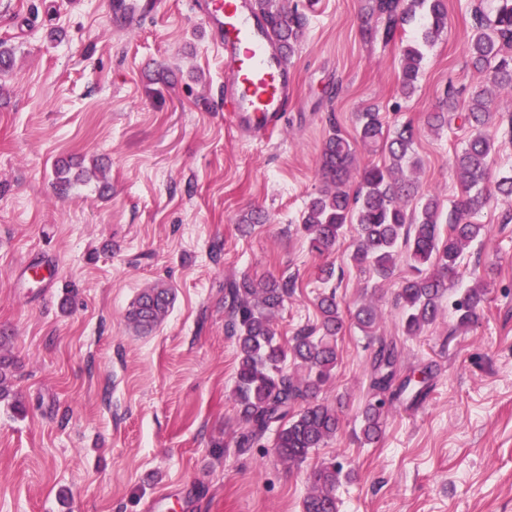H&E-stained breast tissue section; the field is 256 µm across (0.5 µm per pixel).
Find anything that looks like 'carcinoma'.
Segmentation results:
<instances>
[{
    "label": "carcinoma",
    "mask_w": 512,
    "mask_h": 512,
    "mask_svg": "<svg viewBox=\"0 0 512 512\" xmlns=\"http://www.w3.org/2000/svg\"><path fill=\"white\" fill-rule=\"evenodd\" d=\"M273 40L293 55L305 26L298 10L287 11L281 0H257ZM370 13L381 19L384 43L395 39L403 25L415 23L419 42L404 50L399 84L406 95L413 93L424 58L422 48L431 45L448 29L444 0H372ZM473 34L468 52L472 66L487 74L489 86L475 91L466 107V121L476 131L465 147L455 153L452 166L464 187V194L443 216L438 199L429 195L418 212L407 213L408 198L416 187L404 168L417 162L412 157L416 128L406 123L391 132L385 129L379 109L369 107L357 116V138L364 144L387 150L389 162L370 164L358 172L359 186L350 193L348 175L355 155L351 142L339 131L328 135L322 149V171L328 188L312 198L301 217V229L309 247L318 254L332 250L347 224L356 225L357 242L351 260L367 266L380 279L394 273L399 244H404L411 275L404 278L397 300L404 309V333L416 336L441 314V300L459 277V258L466 243L484 233V225L471 221L495 195L512 197V175L488 187L487 161L494 142L482 129L495 118L490 88L512 90V0H501L495 16L481 6L473 7ZM457 110L455 92L446 91V109L431 112L428 124H448V114ZM448 225L441 233L440 225ZM294 286L291 280L268 279L256 283L248 278L231 279L224 284V307L229 316V333L236 344L238 367L234 400L243 425L236 447L246 452L259 445L271 428H276L273 447L288 463L304 462L317 448L336 436L340 423L336 411L318 401V394L332 377L337 364L333 339L343 328V317L336 295L318 298V329L302 330L289 345L282 344L272 327L278 311ZM488 293L481 280L467 289L457 301V325L474 322L477 310ZM174 302L172 289L157 284L143 290L127 313L135 329L149 332L166 316ZM353 318L367 337L377 344L373 353L376 376L371 387L374 400L363 410L362 440L371 443L384 427L386 401L405 392L419 401L428 394V385L413 384L410 376L397 380L396 365L401 355L397 344L374 335L376 314L369 304L355 308ZM307 370L294 379L284 374L281 364L287 358ZM13 361L0 356V396L11 392ZM343 467L336 461L320 465L312 472L317 491L303 502V512H338L336 485Z\"/></svg>",
    "instance_id": "carcinoma-1"
}]
</instances>
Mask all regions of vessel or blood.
<instances>
[{
    "label": "vessel or blood",
    "mask_w": 512,
    "mask_h": 512,
    "mask_svg": "<svg viewBox=\"0 0 512 512\" xmlns=\"http://www.w3.org/2000/svg\"><path fill=\"white\" fill-rule=\"evenodd\" d=\"M161 0H112L119 29H136L158 11ZM192 14L224 57V110L245 132L276 129L296 94L293 68L269 37L252 0H190Z\"/></svg>",
    "instance_id": "1"
}]
</instances>
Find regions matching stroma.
<instances>
[{
	"label": "stroma",
	"mask_w": 512,
	"mask_h": 512,
	"mask_svg": "<svg viewBox=\"0 0 512 512\" xmlns=\"http://www.w3.org/2000/svg\"><path fill=\"white\" fill-rule=\"evenodd\" d=\"M108 0H0V329L12 331L14 397L0 399V512H302L312 472L337 460L339 512H512V200L474 217L485 233L462 252L443 316L402 333L396 297L409 276L398 253L378 281L351 260L356 233L310 251L301 216L325 183L330 124L354 136L375 105L385 127L412 122L421 192L449 210L463 187L452 159L471 135L460 119L434 130L448 88L466 101L485 77L471 65L473 0H446L448 31L425 54L411 97L400 57L417 38H369L367 0H284L306 17L291 57L297 94L272 134L239 131L224 112V58L188 0H162L153 20L115 29ZM490 181L512 172V96H494ZM75 161L66 194L56 167ZM265 223L243 231L248 213ZM53 268L32 280L29 262ZM334 275L322 280L320 270ZM293 278L273 325L281 341L318 323L320 295L347 315L338 364L321 391L340 431L300 465L272 438L239 452L236 345L227 330L230 278ZM488 283L476 321L452 302ZM176 297L149 334L127 319L138 294ZM373 302L379 332L403 350L400 374L430 371L426 399L388 401L381 437L362 443L372 350L348 316ZM21 409H13L14 400Z\"/></svg>",
	"instance_id": "1"
}]
</instances>
